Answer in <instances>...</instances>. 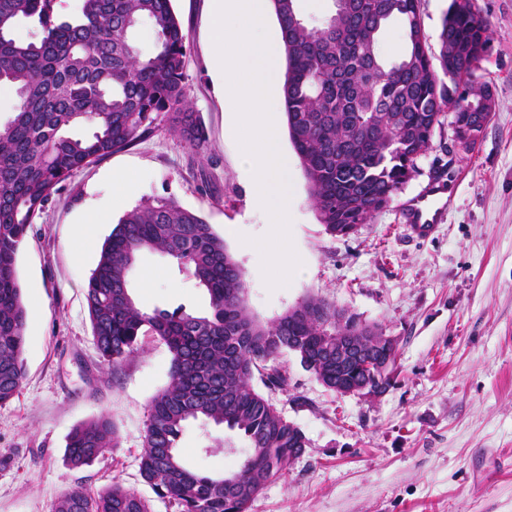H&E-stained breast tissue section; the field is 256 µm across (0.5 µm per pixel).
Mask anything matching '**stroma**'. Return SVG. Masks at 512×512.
<instances>
[{"mask_svg": "<svg viewBox=\"0 0 512 512\" xmlns=\"http://www.w3.org/2000/svg\"><path fill=\"white\" fill-rule=\"evenodd\" d=\"M490 29L480 81L496 110L471 152L457 147L451 124L437 129L400 198L418 194L438 172L451 203L426 239L388 208L347 236L320 224L288 133L294 199L290 232L305 268L268 290L259 238L268 217L253 209L244 157L228 131L230 103L211 59L210 0H173L188 34L187 103L208 135L195 150L158 126L133 147L77 171L28 230L17 270L30 315L20 393L0 406V512H53L79 486L94 494L112 482L149 498L152 512H177L140 478L149 402L168 380L170 354L156 336L120 365L96 349L86 286L101 245L140 201L165 196L201 215L240 265L251 313L267 323L310 296L326 299L398 341L394 382L380 398L339 397L294 356L275 360L286 388H254L305 432L310 446L250 502L249 512H512V0H475ZM108 214L85 240L89 210ZM131 293L147 311L209 310L207 294L167 257L143 253ZM100 414L116 423L120 444L89 465L65 454L77 424ZM246 443L200 421L180 437L187 464L214 475L236 467Z\"/></svg>", "mask_w": 512, "mask_h": 512, "instance_id": "35a3bbf8", "label": "stroma"}]
</instances>
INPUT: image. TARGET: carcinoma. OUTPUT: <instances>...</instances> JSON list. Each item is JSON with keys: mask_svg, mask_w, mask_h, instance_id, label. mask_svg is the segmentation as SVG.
I'll use <instances>...</instances> for the list:
<instances>
[{"mask_svg": "<svg viewBox=\"0 0 512 512\" xmlns=\"http://www.w3.org/2000/svg\"><path fill=\"white\" fill-rule=\"evenodd\" d=\"M0 0V86L17 104L0 124V405L19 394L24 377L28 314L17 271L28 229L81 168L136 145L156 122L193 148L206 143L200 117L187 111L188 35L172 0ZM286 56L282 92L288 132L300 158L310 199L331 235L347 236L390 207L431 146L446 112L469 128L472 151L494 99L476 72L489 50L488 23L475 0H450L434 53L421 0H355L309 26L297 0H272ZM28 21L36 32L14 37ZM148 21L154 49L143 53L135 25ZM402 27L404 49L394 60L379 52L389 23ZM449 79L444 82L438 74ZM174 260L209 297L197 316L139 308L130 275L140 254ZM93 337L114 365L131 357L139 337H158L171 355L169 381L149 406L139 473L178 512H248L254 495L288 466V449L308 447L304 431L272 407L252 385L254 369L292 354L321 384L390 387L391 373L363 360L336 366L326 351L338 333L379 331L347 310L308 297L270 323L247 305L244 274L200 215L169 197H154L126 212L102 246L86 287ZM209 421L245 440L244 460L222 476L186 465L176 453L187 422ZM119 445L112 419L101 415L75 426L66 457L74 467ZM55 512H151L149 501L114 482L97 495L74 488Z\"/></svg>", "mask_w": 512, "mask_h": 512, "instance_id": "1", "label": "carcinoma"}]
</instances>
